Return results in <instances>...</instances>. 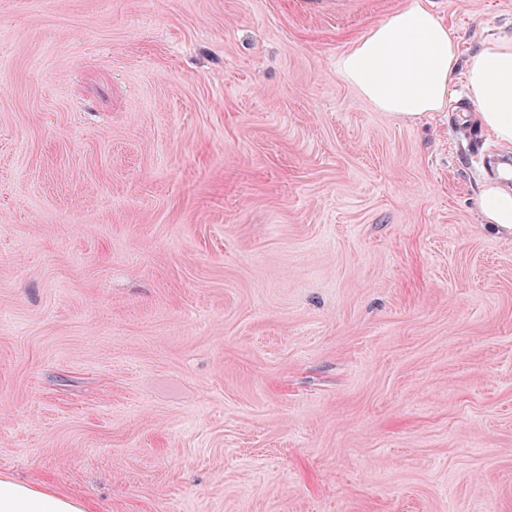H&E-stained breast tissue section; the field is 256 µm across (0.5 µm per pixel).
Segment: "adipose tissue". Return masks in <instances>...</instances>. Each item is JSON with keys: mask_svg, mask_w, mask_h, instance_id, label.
<instances>
[{"mask_svg": "<svg viewBox=\"0 0 512 512\" xmlns=\"http://www.w3.org/2000/svg\"><path fill=\"white\" fill-rule=\"evenodd\" d=\"M342 79L381 112L413 119L442 111L457 72L483 127L512 146V34L484 42L460 58L447 27L420 0L372 27L338 63ZM486 224L512 231V189L500 175L483 191ZM0 512H90L82 501L0 477Z\"/></svg>", "mask_w": 512, "mask_h": 512, "instance_id": "1", "label": "adipose tissue"}]
</instances>
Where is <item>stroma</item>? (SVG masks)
Instances as JSON below:
<instances>
[{
	"label": "stroma",
	"instance_id": "obj_1",
	"mask_svg": "<svg viewBox=\"0 0 512 512\" xmlns=\"http://www.w3.org/2000/svg\"><path fill=\"white\" fill-rule=\"evenodd\" d=\"M413 0H0V475L92 512H512V234ZM460 55L512 0H424ZM459 67L457 42L419 1L372 27L338 63L345 83L404 120L442 111ZM508 177L501 171L483 191L479 207L485 224L498 230L512 231V191L507 187Z\"/></svg>",
	"mask_w": 512,
	"mask_h": 512
}]
</instances>
